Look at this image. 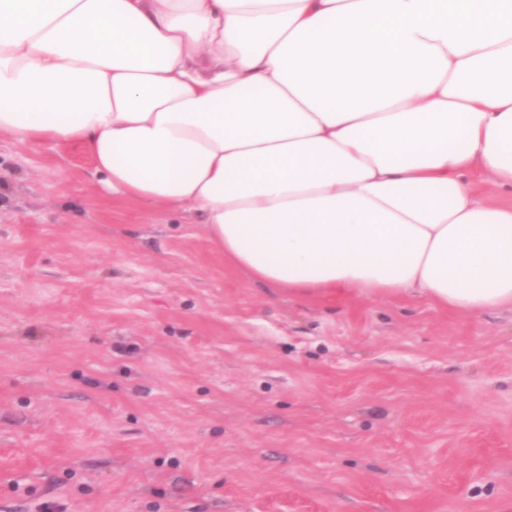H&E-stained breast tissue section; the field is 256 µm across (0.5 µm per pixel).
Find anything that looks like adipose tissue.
Wrapping results in <instances>:
<instances>
[{
    "label": "adipose tissue",
    "instance_id": "ef3b65f1",
    "mask_svg": "<svg viewBox=\"0 0 512 512\" xmlns=\"http://www.w3.org/2000/svg\"><path fill=\"white\" fill-rule=\"evenodd\" d=\"M0 132L294 297L512 311V0H0Z\"/></svg>",
    "mask_w": 512,
    "mask_h": 512
}]
</instances>
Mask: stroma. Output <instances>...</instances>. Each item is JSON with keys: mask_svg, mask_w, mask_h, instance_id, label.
Listing matches in <instances>:
<instances>
[{"mask_svg": "<svg viewBox=\"0 0 512 512\" xmlns=\"http://www.w3.org/2000/svg\"><path fill=\"white\" fill-rule=\"evenodd\" d=\"M0 133V512H512V312L300 299Z\"/></svg>", "mask_w": 512, "mask_h": 512, "instance_id": "stroma-1", "label": "stroma"}]
</instances>
